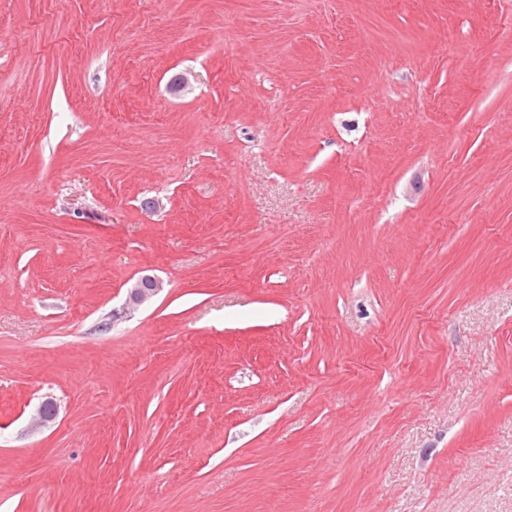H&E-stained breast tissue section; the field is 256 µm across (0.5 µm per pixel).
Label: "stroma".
Segmentation results:
<instances>
[{"label": "stroma", "instance_id": "obj_1", "mask_svg": "<svg viewBox=\"0 0 512 512\" xmlns=\"http://www.w3.org/2000/svg\"><path fill=\"white\" fill-rule=\"evenodd\" d=\"M0 512H512V0H0ZM161 285L154 278L144 276L138 279L128 290L127 307L135 308L154 297L161 289Z\"/></svg>", "mask_w": 512, "mask_h": 512}]
</instances>
